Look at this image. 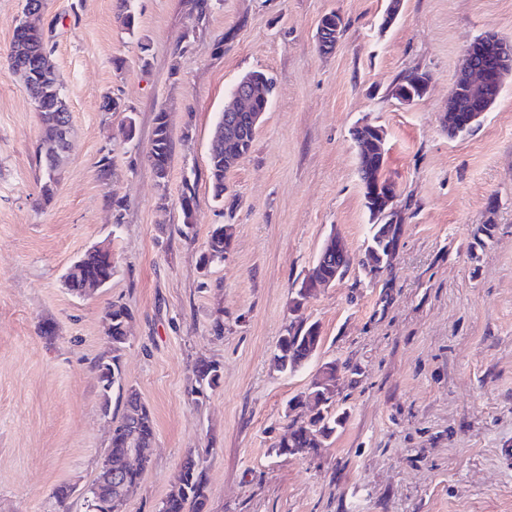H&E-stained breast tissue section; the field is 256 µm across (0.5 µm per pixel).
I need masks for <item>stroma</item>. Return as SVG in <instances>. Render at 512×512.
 I'll return each instance as SVG.
<instances>
[{"mask_svg": "<svg viewBox=\"0 0 512 512\" xmlns=\"http://www.w3.org/2000/svg\"><path fill=\"white\" fill-rule=\"evenodd\" d=\"M24 4L0 0V512H85L80 491L124 414L118 396L102 411L97 370L116 301L132 312L122 380L155 422L124 512H157L190 450L206 469L203 512H512V75L472 133L452 139L442 125L465 49L487 31L512 41V0H403L384 31L387 0H208L203 12L194 0H131L135 37L117 20L120 0H45L32 22L53 47L71 113L47 201L39 114L7 62ZM332 11L347 27L323 53L317 32ZM253 70L276 87L220 204L207 176L212 134ZM411 72L429 88L408 105L391 88ZM108 95L130 113L105 111ZM161 110L172 136L162 189L146 160ZM364 123L386 132L396 257L373 285L349 275L291 310L331 233L364 249L352 138ZM187 179L189 237L179 232ZM489 219L492 238L478 246ZM219 224L232 225V247L202 267ZM101 243L112 248L111 282L72 293L67 267ZM313 322L316 355L279 372L281 336ZM332 360L343 427L320 447L276 455L289 401ZM204 361L221 380L195 401ZM62 485L72 493L61 503ZM180 206L183 214V228H181V233L188 237L194 225L193 220L196 207L195 182L191 183L190 180H185Z\"/></svg>", "mask_w": 512, "mask_h": 512, "instance_id": "stroma-1", "label": "stroma"}]
</instances>
